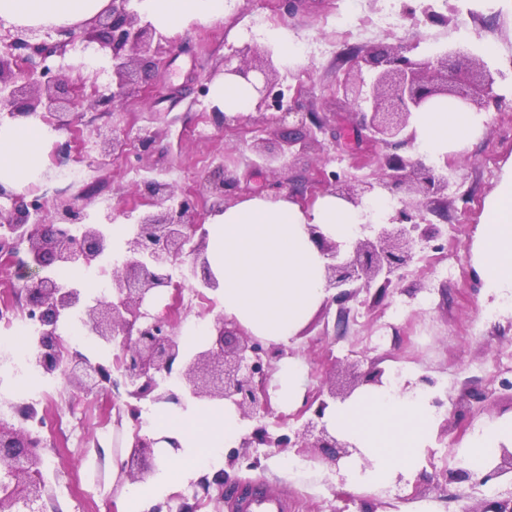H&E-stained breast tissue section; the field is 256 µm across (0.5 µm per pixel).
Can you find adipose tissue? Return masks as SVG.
Here are the masks:
<instances>
[{
    "instance_id": "adipose-tissue-1",
    "label": "adipose tissue",
    "mask_w": 512,
    "mask_h": 512,
    "mask_svg": "<svg viewBox=\"0 0 512 512\" xmlns=\"http://www.w3.org/2000/svg\"><path fill=\"white\" fill-rule=\"evenodd\" d=\"M110 0H0V23L14 28L76 27ZM228 0H138L137 10L162 32H172L200 17H218ZM215 105L231 114L252 112V84L228 77L213 82ZM482 112L459 110L441 100L415 113L413 127L420 151L430 159L464 149L487 122ZM51 131L39 122L0 126V185L22 190L35 180L47 157ZM360 214L345 200L327 194L312 206L283 194L260 193L208 222L206 258L218 280L216 293L226 320L248 334L279 344L297 335L327 297L325 259L313 232L348 247ZM472 266L483 282L490 309L512 307V166L485 200L481 227L471 248ZM326 426L358 448L343 459L346 485L370 492L397 474L422 466L438 429L430 392L404 393L370 387L345 404L327 409ZM140 427L158 439L161 466L132 485L128 500L147 512L167 496L175 477L203 468L224 446L240 441L246 423L233 404L203 403L190 408L162 405L142 414ZM512 446V419L492 423L470 436L459 455L472 470L486 467V456L500 445Z\"/></svg>"
}]
</instances>
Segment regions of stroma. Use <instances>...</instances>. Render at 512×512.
I'll return each mask as SVG.
<instances>
[{"label": "stroma", "instance_id": "stroma-1", "mask_svg": "<svg viewBox=\"0 0 512 512\" xmlns=\"http://www.w3.org/2000/svg\"><path fill=\"white\" fill-rule=\"evenodd\" d=\"M416 0H398L400 14L385 24L389 0H297L291 12L276 0L259 7L257 0H232L219 17L193 20L154 45L158 72L133 73L135 92L122 106L104 111L99 93L112 85V60L97 56L88 68L75 70L85 56L83 38H75L64 57H51V67L66 65V84L77 93L78 109L70 124L54 132L52 143H70L71 156L83 175L71 180L58 168L41 180L48 198L77 199L85 205L87 220L103 219V205L112 208L116 224H136L145 212L143 183L158 179L176 192L194 191L200 198L198 218L208 221L214 197L210 176L225 165L247 179L248 191L226 198L234 205L245 193L282 190L310 203L328 194L322 175L340 172L374 183L381 173L385 147H369L366 133L355 122L356 105L344 95L342 83L369 80L363 63L376 46L407 47L414 58L431 61L442 51L462 45L491 73L498 97L480 137L464 151L448 156L453 177L440 194L446 201L444 217L427 213L430 222L447 227L444 251L424 247L417 252L397 290L380 301L356 298L348 303L346 324L338 322V305L321 307L302 333L282 344V356L302 368L306 390L344 381L349 368L365 372L382 368L385 380L395 371L409 380L427 376L443 406L448 431L437 436L422 468L408 481L368 495L344 488L342 483L316 480L323 463L311 448H242L230 445L213 456L204 471L211 478L223 474V485L202 491L198 477L179 482L159 503L161 512H233L239 495L248 489L288 501L289 512H464L474 506L467 482H447L446 469L462 468L457 456L470 435L499 419L512 417V396L500 392V379L512 378V316L485 317L481 283L468 258L484 201L500 182L512 161V14L496 9L492 0H430L440 13L455 6L446 25H427L422 15L408 17L406 7ZM269 30L287 33L299 53L278 63L281 84L305 112H316L335 128V135L320 136L307 150L291 147L286 164L276 173L253 167L255 147L279 150L280 127L269 114H245L239 129L224 130L212 117L213 106L205 89L222 76L224 63L246 42L264 44ZM109 128L125 141L123 153L102 155L95 145L97 128ZM153 134L148 154H141L139 138ZM373 197L387 200L390 209L415 202V194L393 193L376 187ZM177 305L174 331L187 337L200 324H211L220 314L214 294L201 297L183 288L179 299L165 294L151 311L164 313ZM69 350L90 360L112 363L115 347L99 341L83 324L64 325ZM489 394L488 406L472 404L463 416L453 411L461 391ZM0 400L35 403L39 412H66L72 434L45 442L38 454L45 493L42 512H124L131 483L126 463L127 438L133 427L126 416L124 389L111 398L74 389L61 374L23 375L9 360L0 361ZM293 457L307 470L300 478H269L271 464Z\"/></svg>", "mask_w": 512, "mask_h": 512}]
</instances>
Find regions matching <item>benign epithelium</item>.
<instances>
[{"label": "benign epithelium", "mask_w": 512, "mask_h": 512, "mask_svg": "<svg viewBox=\"0 0 512 512\" xmlns=\"http://www.w3.org/2000/svg\"><path fill=\"white\" fill-rule=\"evenodd\" d=\"M86 33V45L112 59V91L98 96L96 103L121 105L132 94V73L137 62L154 67L148 57L154 40L164 36L145 20L133 0H111L110 6L93 20ZM74 38L72 27L27 28L11 38L0 35V125L17 120H39L56 129L68 125L61 111L75 105V99L60 97L63 79L48 66L24 69L30 63L65 53ZM238 59L232 64V59ZM365 63L373 73L370 84L360 82L354 90L342 85L344 93H353L360 109L359 126L369 132L372 146L394 148L412 144L416 139L410 119L427 109L434 98L444 96L462 109L485 108L489 104L493 77L483 70L479 60L463 48L446 51L435 61H421L401 48L376 47ZM261 76L253 84L258 94L255 109L280 112V122L294 117L288 129L286 146L313 138V130H326L316 112H295L288 103L275 99L278 71L274 50L269 46L247 44L234 50L225 61L224 75L250 81V74ZM97 144L104 150L121 151L124 143L108 128L96 130ZM386 173L378 180L385 189H407L421 195L414 204L399 208L385 224H363L370 235L357 240L352 252L342 253L340 246L312 230L326 259L325 290L329 300L342 305L339 317H348L343 304L362 291L377 287L383 297L403 279V271L412 263L416 250L442 237L438 224L429 222L424 211H433V196L448 188L449 177L437 165L411 163L398 154L384 156ZM333 193L350 203L361 204L362 191L348 180L332 175ZM239 187L235 176L220 168L215 171L211 194L224 199ZM146 204L150 210L137 220L127 242L121 266L111 272L112 299H91L85 289L63 286L54 271L88 269L97 266L112 251V237L101 224L84 223L82 208L70 201L56 205L54 215L45 211L35 198L25 200L0 185V255L12 256L24 246L26 260L22 270L34 267L45 275L26 292V304L37 312L38 336L30 359L33 367L45 374L62 372L71 386L84 392L107 393L114 385L113 372L121 373L126 394L136 402L180 403L181 396L167 388L162 378L176 375L189 395L201 402L228 401L241 415L257 419L270 411L268 380L271 360L279 350L261 358L262 341L241 328L232 332L228 321L219 318L213 324L215 339L198 351L185 353L173 332L172 320L151 313L146 302L168 290L178 294L184 284L173 280L172 268L186 256L193 257L191 274L201 285L214 291L218 284L209 271L204 255L207 230L196 219L197 198L176 194L170 184L150 180L145 183ZM73 314L107 344L117 345L121 354L113 364L92 362L80 352L65 349L59 334L61 324ZM384 370L373 367L364 374L350 373L346 392L331 387L318 389L306 397L302 413H310L303 429L292 436H274L263 426L254 428L240 440V447L257 443L268 448H320L333 461L349 454L352 444L331 435L322 425L328 399L346 398L359 385L383 384ZM157 440L134 433L130 458L147 461L154 457ZM39 440L26 428L18 430L0 418V512H37L34 505L43 497L41 460L35 452ZM512 473V448H499V462L482 476L470 472L464 478L484 485ZM471 512H512V498H484Z\"/></svg>", "instance_id": "obj_1"}]
</instances>
